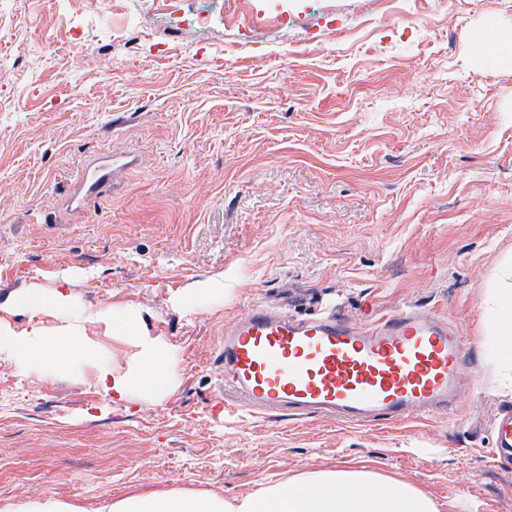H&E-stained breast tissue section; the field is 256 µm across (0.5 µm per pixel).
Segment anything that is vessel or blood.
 <instances>
[{
    "instance_id": "obj_1",
    "label": "vessel or blood",
    "mask_w": 512,
    "mask_h": 512,
    "mask_svg": "<svg viewBox=\"0 0 512 512\" xmlns=\"http://www.w3.org/2000/svg\"><path fill=\"white\" fill-rule=\"evenodd\" d=\"M224 387L254 414L326 412L359 426L453 411L477 351L447 316L414 305L357 325L333 312L298 318L256 303L217 346ZM512 460V409L493 421Z\"/></svg>"
}]
</instances>
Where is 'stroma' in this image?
Returning <instances> with one entry per match:
<instances>
[{
    "label": "stroma",
    "instance_id": "stroma-1",
    "mask_svg": "<svg viewBox=\"0 0 512 512\" xmlns=\"http://www.w3.org/2000/svg\"><path fill=\"white\" fill-rule=\"evenodd\" d=\"M213 20L193 32L183 19ZM512 0H10L0 17V325L14 300L125 306L175 352L159 399L104 398L0 360V504L81 512L127 492L244 497L311 472L512 512L491 452L512 340L487 336L512 260ZM114 164L100 193L80 174ZM257 302L363 325L413 304L481 351L449 416L353 426L220 410L214 352ZM87 336L127 370L136 349ZM3 512H80L70 503L55 498L37 499L25 503H9L2 506Z\"/></svg>",
    "mask_w": 512,
    "mask_h": 512
}]
</instances>
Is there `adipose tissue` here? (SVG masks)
<instances>
[{
    "label": "adipose tissue",
    "instance_id": "adipose-tissue-1",
    "mask_svg": "<svg viewBox=\"0 0 512 512\" xmlns=\"http://www.w3.org/2000/svg\"><path fill=\"white\" fill-rule=\"evenodd\" d=\"M26 305L48 307L60 317L51 331L34 328L17 332L0 327V358L25 370L39 368L53 376L70 372L86 363L94 369V380L104 394L118 399L159 397L173 386L175 355L164 341L141 334L134 310L106 307L91 313L73 310L62 293L47 298L33 292ZM102 321L114 335L132 337L136 360L123 372L114 371L108 359L85 334V325ZM107 512H436L422 491L395 480H381L362 471L313 472L289 485H272L229 501L213 493L164 490L130 492L113 501Z\"/></svg>",
    "mask_w": 512,
    "mask_h": 512
}]
</instances>
